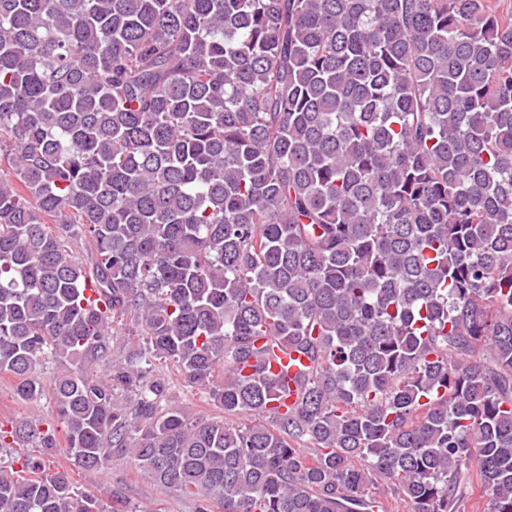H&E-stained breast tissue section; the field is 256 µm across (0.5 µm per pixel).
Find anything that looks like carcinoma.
I'll return each instance as SVG.
<instances>
[{"label":"carcinoma","instance_id":"cac0c4a2","mask_svg":"<svg viewBox=\"0 0 512 512\" xmlns=\"http://www.w3.org/2000/svg\"><path fill=\"white\" fill-rule=\"evenodd\" d=\"M50 359L0 512H127L51 466L125 457L196 512H461L472 466L512 512V11L0 0V373ZM155 377L164 380L169 396L179 405L187 414L194 417H210L224 415L210 401L208 395L200 389L187 387L183 382L176 367L171 362H156L154 372Z\"/></svg>","mask_w":512,"mask_h":512}]
</instances>
